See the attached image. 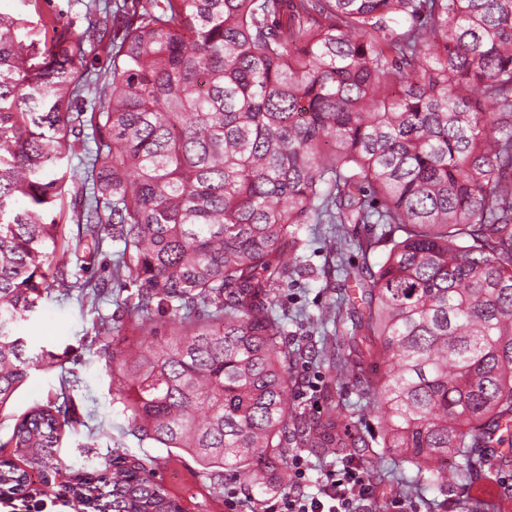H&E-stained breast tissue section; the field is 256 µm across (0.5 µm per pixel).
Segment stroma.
I'll return each mask as SVG.
<instances>
[{
	"instance_id": "stroma-1",
	"label": "stroma",
	"mask_w": 512,
	"mask_h": 512,
	"mask_svg": "<svg viewBox=\"0 0 512 512\" xmlns=\"http://www.w3.org/2000/svg\"><path fill=\"white\" fill-rule=\"evenodd\" d=\"M108 0H0V11L23 22L22 36L29 41L45 43L50 39L43 22L58 16L61 23L82 31L89 20L92 4ZM308 271L297 286L283 293L279 304L288 313L289 342L305 343L307 332L301 317L318 314L325 304L339 299L332 290L338 282L336 260L329 256L323 233L303 225L299 231ZM134 287H113L111 295L91 306L78 295L68 298L56 294L44 296L36 310L20 322L17 332L26 342V353L34 357L42 349L62 354L60 367L45 371L31 370L26 383L16 393L12 404L0 412V460L22 464L15 448L6 444L18 416L35 404L56 401L65 415L75 419L61 443L60 457L71 470L98 465L111 452L122 451L136 456L154 467L159 482L181 505L183 512H269L267 506H255L242 481L232 477L217 480L205 473L185 453L167 451L148 442H139L129 430L128 411L112 399L110 375L105 348L108 336L97 335L94 324L98 317L116 314L118 304L131 299ZM298 382L296 402L300 409L318 416L323 413L329 393L351 391V384L333 379L328 364L300 363L292 370ZM74 384L62 388V377ZM27 505L42 503L46 512H82V504L68 493L57 479L45 480L33 475L25 490Z\"/></svg>"
}]
</instances>
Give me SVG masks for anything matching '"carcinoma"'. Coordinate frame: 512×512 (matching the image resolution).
<instances>
[{
    "label": "carcinoma",
    "instance_id": "obj_1",
    "mask_svg": "<svg viewBox=\"0 0 512 512\" xmlns=\"http://www.w3.org/2000/svg\"><path fill=\"white\" fill-rule=\"evenodd\" d=\"M48 26L40 48L0 13V409L29 377L26 313L104 294L68 271L83 258L54 211L74 191L81 235L120 243L111 280L136 287L140 337L107 357L139 440L261 494L309 448L409 467L396 494L438 490L429 512L488 475L512 498V0H117L78 33ZM98 50L112 67L86 118L78 66ZM82 154L86 175L62 165ZM304 224L334 225L336 287L361 286L307 317L358 397L316 417L291 398L303 347L277 308ZM380 243L376 270L346 257ZM69 425L52 400L25 412L5 445L26 467L0 464V486L58 469ZM70 491L90 512H182L123 454Z\"/></svg>",
    "mask_w": 512,
    "mask_h": 512
}]
</instances>
